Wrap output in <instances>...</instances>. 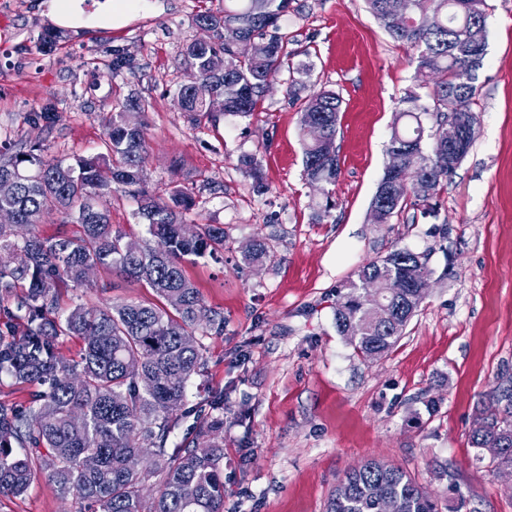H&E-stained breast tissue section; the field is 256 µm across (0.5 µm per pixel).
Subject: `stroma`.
<instances>
[{
	"label": "stroma",
	"instance_id": "stroma-1",
	"mask_svg": "<svg viewBox=\"0 0 512 512\" xmlns=\"http://www.w3.org/2000/svg\"><path fill=\"white\" fill-rule=\"evenodd\" d=\"M487 51L473 107L475 142L434 189L435 213L413 206L375 224L370 205L389 162L396 114L432 79L394 41L363 0H292L279 21L292 37L288 65L306 92L326 87L342 99L334 184L303 177L300 102L275 80L249 117L193 121L177 103L194 23L224 0H146L119 28L58 25L44 0H0V148L39 143L45 157L104 150L103 107L129 96L149 108L145 186H177L195 200L188 224L224 227V261L186 265L224 333L201 337L206 373L188 385V403L224 394V512H326L346 471L375 458L401 467L437 496L439 512H512V484L479 460L468 442L488 395L512 386V0H487ZM59 34L46 53L40 39ZM132 71L110 73L113 51ZM52 102L53 127L28 124ZM261 163L265 194L238 166ZM102 204L114 227L145 237L136 200L124 192ZM260 239L272 258L242 260ZM427 255L429 290L398 345L360 356L334 324L336 291L392 246ZM142 285L94 271L60 289L63 307L147 297ZM47 477L26 494L0 496V512H81Z\"/></svg>",
	"mask_w": 512,
	"mask_h": 512
}]
</instances>
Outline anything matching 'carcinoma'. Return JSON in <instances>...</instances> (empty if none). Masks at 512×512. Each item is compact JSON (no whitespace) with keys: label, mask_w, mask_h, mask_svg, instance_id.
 Returning <instances> with one entry per match:
<instances>
[{"label":"carcinoma","mask_w":512,"mask_h":512,"mask_svg":"<svg viewBox=\"0 0 512 512\" xmlns=\"http://www.w3.org/2000/svg\"><path fill=\"white\" fill-rule=\"evenodd\" d=\"M373 17L395 41L414 51L420 72L433 76L428 93L432 107L417 104L398 112L406 119L394 126L389 163L371 208L388 224L405 198L390 197V181L401 176L411 186L414 205L435 214L432 190L448 178L472 147L477 115L471 105L478 94L477 72L486 56V0H406V12L432 15V29L419 21L403 24L393 15L397 0H365ZM291 0H224V11H204L195 24L215 30L209 46L191 42L184 51L188 78L213 79L214 99L197 101L188 83L178 100L190 116L216 113L247 117L288 58V34L278 21ZM254 39L258 55L237 57L221 40ZM341 99L319 90L302 103L304 174L312 183L332 184L339 174L336 133ZM148 104L130 97L107 110L106 152L93 157L47 159L41 146L22 144L0 160V178L16 193L0 206L17 214V223L0 224V374L18 383L42 386L24 403L0 401V495H23L39 476L48 477L60 496H73L90 512H224V393L214 392L216 414L197 416L187 406V386L203 374L206 360L197 336H221L224 314L206 306L187 278L184 263L218 259L224 249V226L186 224L183 214L194 199L179 189L168 195L141 188L147 156L145 125L127 109ZM435 111L448 119L461 116L458 139L450 144L439 132L426 133L422 115ZM55 106L44 104L29 122L52 124ZM431 145L424 146L425 140ZM259 195L266 186L252 155L239 159ZM136 198L147 233L158 247L113 227L101 199L114 190ZM62 211L76 219L79 232L42 237L31 231L41 215ZM271 258L257 240L243 254L247 263ZM111 270L141 282L152 298L128 299L105 307L76 305L63 310L60 284L86 281L87 268ZM427 258L393 248L358 270L336 296L337 332L365 358L388 354L404 335L423 302L419 288L429 279ZM401 279L400 295L387 280ZM382 282L381 316L369 314L368 285ZM205 315L208 321L199 322ZM62 336L83 341L79 359L58 355ZM482 411L486 427L470 434L474 448H495L492 469L512 467V390L489 396ZM196 416L197 444L170 447L180 422ZM395 500L396 512H438L437 499L401 468L370 459L348 471L332 494L327 512H379L378 498Z\"/></svg>","instance_id":"cac0c4a2"}]
</instances>
